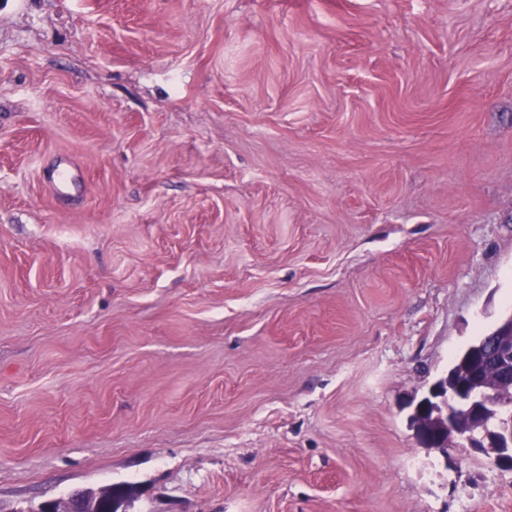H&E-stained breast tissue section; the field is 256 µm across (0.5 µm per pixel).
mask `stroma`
Wrapping results in <instances>:
<instances>
[{"instance_id": "obj_1", "label": "stroma", "mask_w": 512, "mask_h": 512, "mask_svg": "<svg viewBox=\"0 0 512 512\" xmlns=\"http://www.w3.org/2000/svg\"><path fill=\"white\" fill-rule=\"evenodd\" d=\"M509 314L512 0H0V512H512ZM493 331L484 336H480L477 340H475L472 344H470L466 349L462 350L457 354L455 359L452 362V365L447 370L448 379L458 377L461 375L465 364H469L471 356L481 350L486 342L492 335ZM469 387L466 380H460L455 388H448L446 383V393L442 394L435 383L432 385L428 397L432 404L421 400L416 408L414 415L416 420L419 440L432 448H443L448 445V434L452 437H461L464 419L469 426L475 427L479 423L480 408L474 405L464 406L466 401L463 396ZM437 395V396H436ZM466 410V417L461 415V410ZM465 417V418H464ZM499 402L501 404L499 411L489 410L483 428L474 432L475 435H481L483 432L494 433L500 428L497 435L493 438L483 436L477 441L474 438L471 440L465 438L464 441L470 447L492 458L500 467L508 469L512 467V419L507 418L502 424V415L512 413V388L511 391L509 388L506 389L500 396ZM127 485L119 484L98 493L85 492L84 489L74 490L65 500H46L40 502L36 508L24 510V512H101V504L104 501H112V490L119 495Z\"/></svg>"}]
</instances>
